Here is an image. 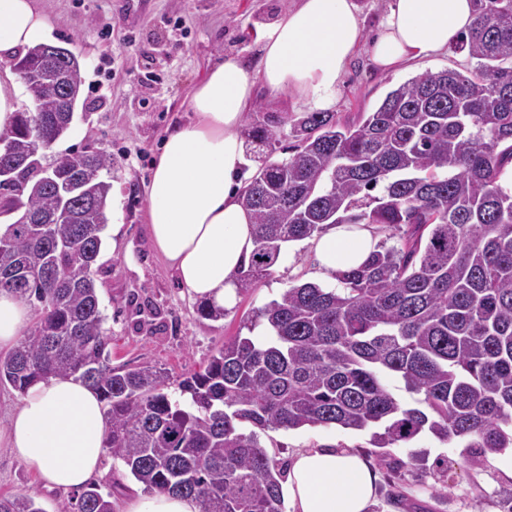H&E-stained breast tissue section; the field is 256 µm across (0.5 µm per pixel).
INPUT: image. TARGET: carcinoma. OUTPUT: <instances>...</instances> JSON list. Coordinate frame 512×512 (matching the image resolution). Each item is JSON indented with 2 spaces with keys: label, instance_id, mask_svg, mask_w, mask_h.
Here are the masks:
<instances>
[{
  "label": "carcinoma",
  "instance_id": "1",
  "mask_svg": "<svg viewBox=\"0 0 512 512\" xmlns=\"http://www.w3.org/2000/svg\"><path fill=\"white\" fill-rule=\"evenodd\" d=\"M460 49L478 60L415 76L372 112L341 123L331 112L293 120L258 107L242 136L267 157L242 191L256 249L237 277L245 294L283 247L338 224L381 225L377 245L336 287L290 285L258 310L249 336L224 342L179 383L156 366L115 368L96 293L112 156L44 152L68 132L82 62L36 46L18 58L35 111L18 112L4 140L25 160L0 178V291L33 304L26 336L0 353V383L19 393L74 378L104 403L106 447L147 489L191 497L202 512H282L281 469L263 449L268 428L372 431L375 448L423 433L481 453L512 447V0H473ZM290 130H285V126ZM291 155L272 159L282 135ZM398 377L415 395L399 402ZM0 512H43L30 495ZM60 512H113L90 483Z\"/></svg>",
  "mask_w": 512,
  "mask_h": 512
}]
</instances>
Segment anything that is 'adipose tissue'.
I'll use <instances>...</instances> for the list:
<instances>
[{
    "label": "adipose tissue",
    "instance_id": "1",
    "mask_svg": "<svg viewBox=\"0 0 512 512\" xmlns=\"http://www.w3.org/2000/svg\"><path fill=\"white\" fill-rule=\"evenodd\" d=\"M472 0H389L370 44L382 71L429 58L468 31ZM53 30L33 0H0V136L10 131L22 97L12 63L17 54L50 43ZM258 40L256 60L229 57L194 89L193 120L174 126L154 163L147 197L153 248L195 299L228 308L237 300L236 278L255 250L250 212L241 202L246 146L241 122L256 84L292 96L312 112L332 111L342 78L361 50L357 0H295ZM376 241L369 227L341 224L323 234L315 252L327 273L362 265ZM30 309L0 293V348L29 328ZM107 426L90 387L51 378L28 388L0 444L55 490L79 488L101 470ZM376 470L351 448H302L288 471V512H367L378 492Z\"/></svg>",
    "mask_w": 512,
    "mask_h": 512
}]
</instances>
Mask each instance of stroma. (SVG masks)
Segmentation results:
<instances>
[{"label":"stroma","instance_id":"1","mask_svg":"<svg viewBox=\"0 0 512 512\" xmlns=\"http://www.w3.org/2000/svg\"><path fill=\"white\" fill-rule=\"evenodd\" d=\"M54 30L56 45L83 63L82 104L55 152L103 149L111 154L110 181L117 198L113 239L101 233L96 279L112 365H155L168 371L169 392L202 370L224 341L292 284L335 285L315 258V241L285 246L269 276L238 296L223 319L198 318L197 302L180 287L174 271L151 246L147 185L158 146L169 127L189 121V97L209 68L229 56L255 57L259 24L272 21L293 0H35ZM477 65L467 51L448 46L407 68L377 72L358 56L345 78L335 113L339 121L375 110L386 94L420 74ZM366 431L336 427L269 429L268 453L288 462L299 448L333 443L353 448L381 476L374 512H507L512 506V448L480 455L463 444L424 435L404 448L380 451ZM96 482L111 493L114 512H126L144 487L120 462L105 458ZM31 494L43 512H57L66 492L42 486L38 475L0 445V496Z\"/></svg>","mask_w":512,"mask_h":512}]
</instances>
